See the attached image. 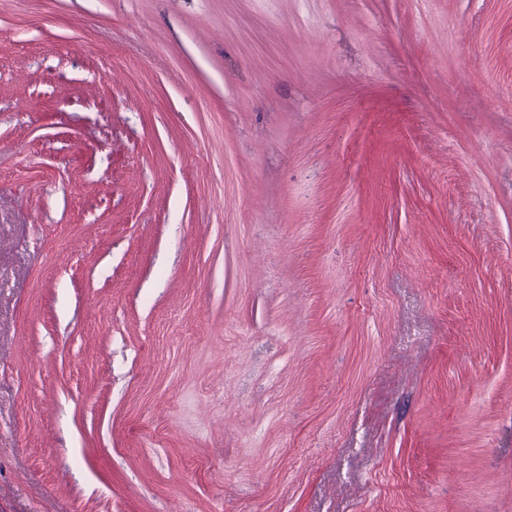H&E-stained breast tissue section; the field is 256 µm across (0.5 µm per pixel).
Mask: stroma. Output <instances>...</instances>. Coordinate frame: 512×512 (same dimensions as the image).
<instances>
[{
  "mask_svg": "<svg viewBox=\"0 0 512 512\" xmlns=\"http://www.w3.org/2000/svg\"><path fill=\"white\" fill-rule=\"evenodd\" d=\"M0 512H512V0H0Z\"/></svg>",
  "mask_w": 512,
  "mask_h": 512,
  "instance_id": "obj_1",
  "label": "stroma"
}]
</instances>
